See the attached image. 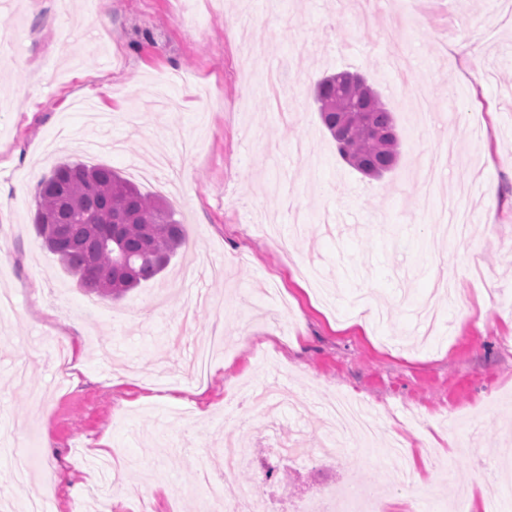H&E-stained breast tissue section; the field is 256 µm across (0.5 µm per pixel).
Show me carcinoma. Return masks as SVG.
<instances>
[{"label": "carcinoma", "mask_w": 512, "mask_h": 512, "mask_svg": "<svg viewBox=\"0 0 512 512\" xmlns=\"http://www.w3.org/2000/svg\"><path fill=\"white\" fill-rule=\"evenodd\" d=\"M314 102L351 167L379 178L396 166L393 114L361 76L343 71L319 79ZM343 102L368 112L338 135L336 126L347 120ZM33 226L81 288L111 300L156 279L186 234L163 198L142 193L110 166L78 161L61 162L38 181Z\"/></svg>", "instance_id": "carcinoma-1"}]
</instances>
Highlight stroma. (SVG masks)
<instances>
[{
    "label": "stroma",
    "instance_id": "stroma-1",
    "mask_svg": "<svg viewBox=\"0 0 512 512\" xmlns=\"http://www.w3.org/2000/svg\"><path fill=\"white\" fill-rule=\"evenodd\" d=\"M0 0L18 32L0 64V512H23L10 452L50 461L30 485L47 512L86 487L80 448L116 450L112 512L141 486L154 512H201L200 464L220 467L237 402L272 386L281 407L243 442L312 447L331 399L365 401L382 442L429 448L425 487L401 485L384 455L355 446L334 463L278 462L286 499L351 480L382 502L481 501V460L512 445V16L503 0ZM284 77L282 111L257 84ZM362 74L393 112L398 166L363 178L339 156L312 97L316 80ZM452 137L432 203L457 196L470 231L433 250L419 171ZM112 166L176 213L187 240L157 280L101 313L43 249L34 203L16 187L63 157ZM382 318L357 323L363 300ZM84 357L55 385L54 337ZM226 337L202 379L193 342ZM39 399H30L28 388ZM49 416H42L43 406Z\"/></svg>",
    "mask_w": 512,
    "mask_h": 512
}]
</instances>
